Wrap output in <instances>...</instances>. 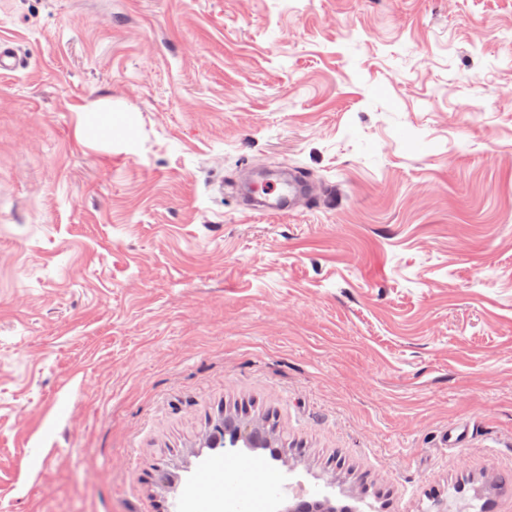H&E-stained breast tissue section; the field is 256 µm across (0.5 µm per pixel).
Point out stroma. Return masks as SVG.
<instances>
[{"mask_svg":"<svg viewBox=\"0 0 512 512\" xmlns=\"http://www.w3.org/2000/svg\"><path fill=\"white\" fill-rule=\"evenodd\" d=\"M0 35V512H176L241 398L314 497L334 459L389 512L512 479V0H0ZM269 167L313 196L245 210Z\"/></svg>","mask_w":512,"mask_h":512,"instance_id":"obj_1","label":"stroma"}]
</instances>
